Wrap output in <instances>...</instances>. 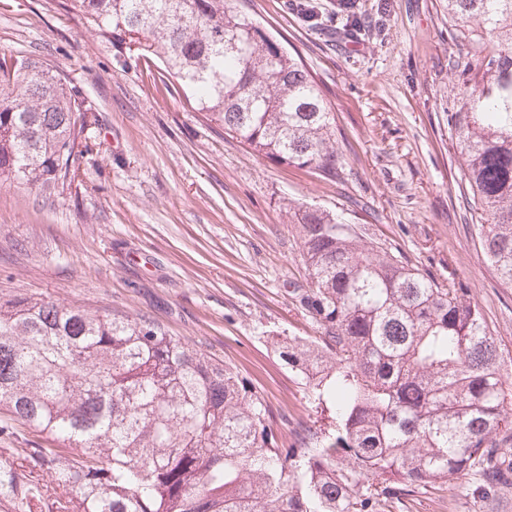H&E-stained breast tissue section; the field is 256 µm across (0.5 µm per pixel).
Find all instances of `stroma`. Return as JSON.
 <instances>
[{
  "mask_svg": "<svg viewBox=\"0 0 512 512\" xmlns=\"http://www.w3.org/2000/svg\"><path fill=\"white\" fill-rule=\"evenodd\" d=\"M297 55L334 112L335 177L272 163L155 85L103 41L73 0H0V53L37 58L96 110L98 152L55 194L0 185V297L77 304L153 319L247 380L290 436L324 417L273 346L315 330L289 294L305 283L307 206L343 214L366 241L439 276L451 264L498 347L512 354V287L486 261L467 202L465 163L448 130L460 67L477 60L448 0H316V22L285 0H238ZM460 477L388 512H512V486L473 497Z\"/></svg>",
  "mask_w": 512,
  "mask_h": 512,
  "instance_id": "1",
  "label": "stroma"
}]
</instances>
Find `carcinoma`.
Instances as JSON below:
<instances>
[{
	"label": "carcinoma",
	"mask_w": 512,
	"mask_h": 512,
	"mask_svg": "<svg viewBox=\"0 0 512 512\" xmlns=\"http://www.w3.org/2000/svg\"><path fill=\"white\" fill-rule=\"evenodd\" d=\"M98 35L265 159L336 176L332 110L304 65L233 0H74ZM482 46L448 127L464 156L482 249L512 285V0H448ZM93 106L72 81L0 55V184L51 191L93 152ZM315 329L276 341L333 427L285 447L263 398L145 317L0 299V407L53 448H0V512H385L398 494L476 473L512 484V382L480 309L298 210Z\"/></svg>",
	"instance_id": "carcinoma-1"
}]
</instances>
